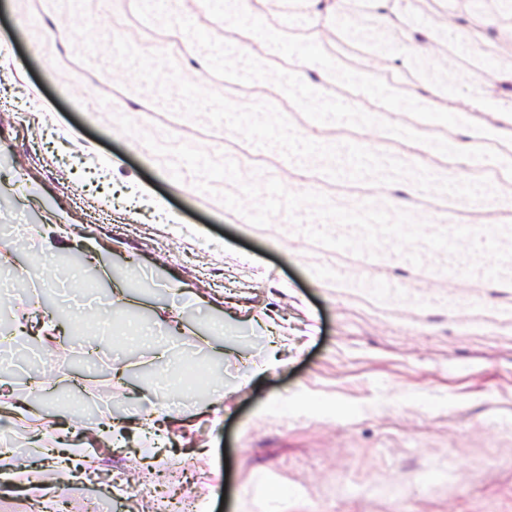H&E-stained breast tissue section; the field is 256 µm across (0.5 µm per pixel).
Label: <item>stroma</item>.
<instances>
[{"mask_svg": "<svg viewBox=\"0 0 512 512\" xmlns=\"http://www.w3.org/2000/svg\"><path fill=\"white\" fill-rule=\"evenodd\" d=\"M359 13L391 36L383 68L398 81L377 91L335 78L340 66L362 72L351 53H306L319 31ZM452 17L465 25H449ZM501 27L512 30V20L477 17L472 0H306L293 22L279 0H247L242 14L224 0H167L158 16L150 0H0V272L24 274L0 315L29 324L56 316L58 345L73 355L51 371L0 365V400L27 409L24 420H0V431L25 430L40 445L47 432L123 417V442L98 449L89 468L122 476L127 512H152L135 486L160 480L136 429L153 413L167 421L160 454L170 479L185 481L207 512H512V283L463 276L464 260L426 248L419 267L389 242L375 259L326 248L285 213L256 227L226 208L218 195L235 191L231 182L211 194L188 171L170 182L164 159L121 134L116 115L216 158L224 129L176 114L109 55L117 36L167 52L185 79L235 104L275 99L298 134L323 144L350 142L356 130L400 160L422 146L424 166L446 160L453 144L444 177L474 179V133L512 139V92L471 78L437 89L422 78L417 49L425 37L442 52L471 37L476 54L455 55L457 69L479 58L490 74L512 72V43L493 35ZM401 95L425 111L397 109ZM460 96L475 108L436 127ZM266 155L267 169L240 164L244 179L305 191V166L276 149ZM374 194L429 228L449 226L411 180ZM57 210L75 239L109 247L102 265H89V287L44 283L61 251L29 228ZM116 276L128 303L112 301ZM171 279L182 294L164 289ZM269 317L286 328L275 346L259 328ZM131 322L167 342L170 367L192 377L159 385L150 346L126 332ZM272 352L276 368L252 376ZM126 358L125 377L113 378V362Z\"/></svg>", "mask_w": 512, "mask_h": 512, "instance_id": "stroma-1", "label": "stroma"}]
</instances>
